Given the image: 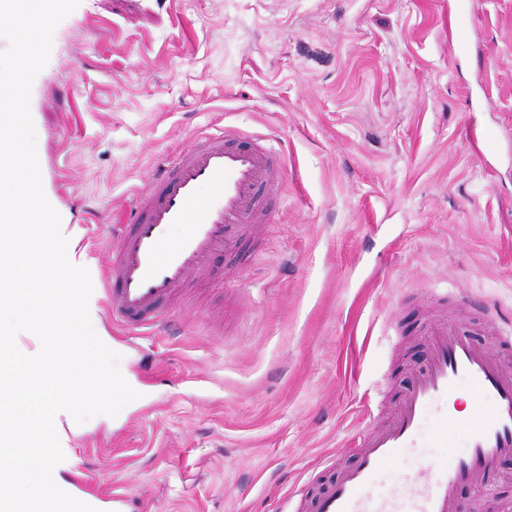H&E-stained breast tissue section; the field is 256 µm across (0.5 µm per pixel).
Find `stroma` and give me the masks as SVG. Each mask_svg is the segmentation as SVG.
Wrapping results in <instances>:
<instances>
[{"mask_svg": "<svg viewBox=\"0 0 512 512\" xmlns=\"http://www.w3.org/2000/svg\"><path fill=\"white\" fill-rule=\"evenodd\" d=\"M80 0L31 92L49 191L79 231L92 323L138 399L67 431L62 480L148 512H300L354 464L428 358L422 326L512 336V0ZM267 135L284 162L251 265L166 327L107 318L119 219L195 135ZM495 133L487 153L481 135ZM458 490L512 512V455Z\"/></svg>", "mask_w": 512, "mask_h": 512, "instance_id": "obj_1", "label": "stroma"}]
</instances>
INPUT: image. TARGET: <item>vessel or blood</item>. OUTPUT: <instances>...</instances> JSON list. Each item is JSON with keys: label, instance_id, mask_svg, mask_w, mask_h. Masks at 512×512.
Listing matches in <instances>:
<instances>
[{"label": "vessel or blood", "instance_id": "b4317fda", "mask_svg": "<svg viewBox=\"0 0 512 512\" xmlns=\"http://www.w3.org/2000/svg\"><path fill=\"white\" fill-rule=\"evenodd\" d=\"M236 137L228 128L196 137L138 191L103 272L113 322L151 328L164 321L176 297L211 282L217 252H239L240 265L250 264L241 246L261 240L260 216L279 194L284 171L279 152L240 146ZM173 224L184 227L176 240L168 235ZM425 334V367L390 416L368 418L353 436L357 464L310 512H460V486L478 483L512 454V373L446 318L431 320ZM462 381L483 406L460 422L446 404ZM452 427L463 434L462 455L423 462L396 483L373 487L376 474L397 468L404 449L437 442Z\"/></svg>", "mask_w": 512, "mask_h": 512}]
</instances>
